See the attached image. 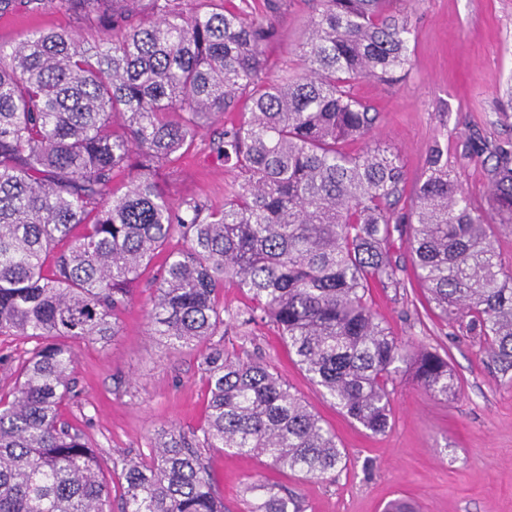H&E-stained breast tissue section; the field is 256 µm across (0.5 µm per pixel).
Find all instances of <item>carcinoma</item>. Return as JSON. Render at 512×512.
Listing matches in <instances>:
<instances>
[{
    "label": "carcinoma",
    "instance_id": "carcinoma-1",
    "mask_svg": "<svg viewBox=\"0 0 512 512\" xmlns=\"http://www.w3.org/2000/svg\"><path fill=\"white\" fill-rule=\"evenodd\" d=\"M197 2L60 0L103 36L35 30L0 44V335L36 340L0 401V512H112L98 453L60 413L74 344L117 335L131 285L176 233L185 248L156 271L150 335L172 351L207 343L208 415L149 458L121 460V512H224L206 448L317 479L346 463L273 365L224 348L226 324H271L308 380L375 434L390 425L400 362L434 395L458 394L448 360L392 336L369 302L371 285L400 286L395 231L429 303L512 384V265L495 247L512 231V149L487 145L492 215L437 143L407 211L398 156L349 151L377 121L352 86L396 83L410 63L397 0H316L296 74L276 79L265 48L278 0L261 16L249 0ZM47 3L0 0V15ZM226 112L237 120L211 141L236 171L224 205L171 204L160 168ZM228 286L253 306L224 308ZM248 490L252 512H302L286 486Z\"/></svg>",
    "mask_w": 512,
    "mask_h": 512
}]
</instances>
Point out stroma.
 <instances>
[{
  "mask_svg": "<svg viewBox=\"0 0 512 512\" xmlns=\"http://www.w3.org/2000/svg\"><path fill=\"white\" fill-rule=\"evenodd\" d=\"M399 8L415 25L406 80L396 86L368 80L353 87L378 114L367 144L399 156L410 191L425 170L429 147L440 144L454 176L478 204L490 207L482 144H512V112L501 110L512 82V0H401ZM311 11L312 0H280L276 37L266 48L271 70L293 60ZM81 28L72 12L50 0L35 13L0 16V43H16L33 30ZM233 118L226 113L201 131L177 167L160 170L172 203L198 198L223 205L234 172L209 143ZM391 256L402 286H374L373 308L394 336L447 359L461 385L459 396L432 395L400 368L391 427L374 435L322 396L272 326L253 327L246 336L229 328L226 347L270 362L335 433L348 458L334 474L314 479L209 450L210 474L228 512H248L254 501L248 487L258 479L287 486L303 512H383L389 500L401 496L414 501L419 512H512V386L503 384L469 338L431 309L400 235L392 237ZM154 275V268H146L134 284L132 301L118 317V336L78 347L72 392L61 407L63 417L98 451L115 499L122 493L121 458L148 455L159 434H188L206 419L203 346L172 353L149 334ZM33 346L27 337L0 335V396H10Z\"/></svg>",
  "mask_w": 512,
  "mask_h": 512,
  "instance_id": "stroma-1",
  "label": "stroma"
}]
</instances>
